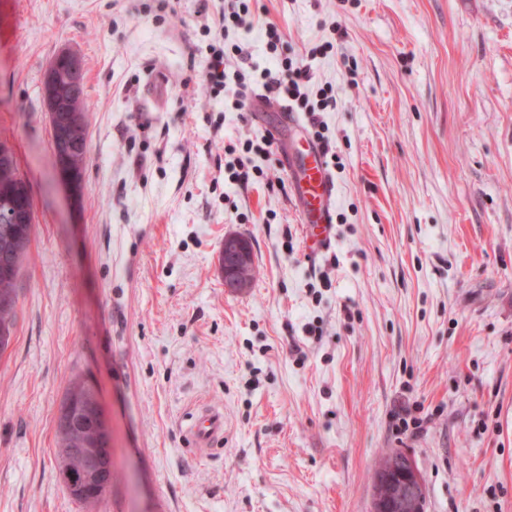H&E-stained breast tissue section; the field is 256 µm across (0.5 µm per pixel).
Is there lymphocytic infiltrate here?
Returning <instances> with one entry per match:
<instances>
[{"instance_id":"1","label":"lymphocytic infiltrate","mask_w":512,"mask_h":512,"mask_svg":"<svg viewBox=\"0 0 512 512\" xmlns=\"http://www.w3.org/2000/svg\"><path fill=\"white\" fill-rule=\"evenodd\" d=\"M199 28L207 37L206 49L210 55L207 70L195 81L196 86L213 101L223 102L225 108L245 113L256 95L268 100H287L289 107L304 112L310 136L321 145L326 156L336 154V147L327 135L321 118L323 111L335 106L336 89L325 85L318 89L317 102H310L307 88L312 80L308 67L297 65L288 54V42L276 24L264 29L265 52L270 64L258 68L251 64V54L238 35L252 27V13L248 0H224L217 15H209L207 6H200ZM274 141L265 137L255 141H230L224 145L226 162L224 180L230 184H246L264 180L261 168L252 166L255 154H272Z\"/></svg>"}]
</instances>
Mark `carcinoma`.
Returning a JSON list of instances; mask_svg holds the SVG:
<instances>
[{
  "mask_svg": "<svg viewBox=\"0 0 512 512\" xmlns=\"http://www.w3.org/2000/svg\"><path fill=\"white\" fill-rule=\"evenodd\" d=\"M31 197L26 180L20 175L14 156H0V297L8 296L12 306L0 308V335H13L17 322L18 290L31 243L34 225L12 224L13 204Z\"/></svg>",
  "mask_w": 512,
  "mask_h": 512,
  "instance_id": "1",
  "label": "carcinoma"
}]
</instances>
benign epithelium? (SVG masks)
<instances>
[{"label":"benign epithelium","instance_id":"7a95c632","mask_svg":"<svg viewBox=\"0 0 512 512\" xmlns=\"http://www.w3.org/2000/svg\"><path fill=\"white\" fill-rule=\"evenodd\" d=\"M82 76L83 64L78 54L63 50L51 62L43 84L47 112L58 122L62 140L69 144L79 142L83 136V118L71 106L72 99L83 88ZM55 167L67 190L73 195L79 194L83 172L73 168L65 155L55 157ZM250 260L247 238L236 234L224 236L221 268L227 291L240 292L248 287ZM83 390L84 410L92 420L66 410L58 419L57 427L72 439L73 447L64 448L62 452L74 461L80 471L81 482L74 487L75 495L92 499L107 484L112 472L111 458L99 447L101 440L111 438V432L96 385L86 378ZM379 473L391 489L375 491L371 512H414L423 503V476L411 462L393 454Z\"/></svg>","mask_w":512,"mask_h":512}]
</instances>
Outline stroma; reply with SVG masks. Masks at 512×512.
<instances>
[{
	"label": "stroma",
	"mask_w": 512,
	"mask_h": 512,
	"mask_svg": "<svg viewBox=\"0 0 512 512\" xmlns=\"http://www.w3.org/2000/svg\"><path fill=\"white\" fill-rule=\"evenodd\" d=\"M151 2L0 0V141L35 216L0 355V512H370L395 449L426 512H512V0H255L253 62L272 22L339 90L321 114L334 238L314 259L292 197L223 182V141L283 144L278 112L245 124L183 93L199 2L157 22L136 13ZM63 48L88 106L75 198L43 98ZM229 233L256 267L238 293ZM79 375L112 431L91 506L55 470ZM204 406L224 413L209 455L187 433ZM407 415L419 433L397 431ZM251 249L247 238L236 234L225 235L220 257L227 291L240 292L248 288Z\"/></svg>",
	"instance_id": "1"
}]
</instances>
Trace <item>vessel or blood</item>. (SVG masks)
I'll return each instance as SVG.
<instances>
[{"mask_svg":"<svg viewBox=\"0 0 512 512\" xmlns=\"http://www.w3.org/2000/svg\"><path fill=\"white\" fill-rule=\"evenodd\" d=\"M297 168L294 178L306 230V243L310 256H317L329 244L332 221L331 205L333 183L324 155L315 143H306L296 152L293 161ZM188 433L196 450L205 453L224 435V416L214 409L197 411Z\"/></svg>","mask_w":512,"mask_h":512,"instance_id":"vessel-or-blood-1","label":"vessel or blood"}]
</instances>
